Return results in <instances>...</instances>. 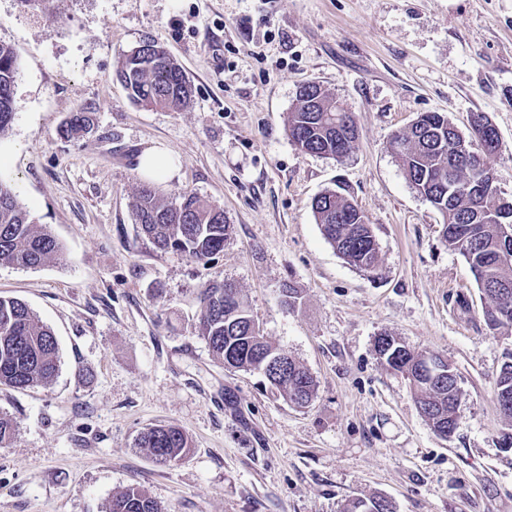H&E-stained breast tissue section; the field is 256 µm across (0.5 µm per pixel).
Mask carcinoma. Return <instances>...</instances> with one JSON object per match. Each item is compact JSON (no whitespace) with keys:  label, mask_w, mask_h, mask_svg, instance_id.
Here are the masks:
<instances>
[{"label":"carcinoma","mask_w":512,"mask_h":512,"mask_svg":"<svg viewBox=\"0 0 512 512\" xmlns=\"http://www.w3.org/2000/svg\"><path fill=\"white\" fill-rule=\"evenodd\" d=\"M144 53H128L119 69V81L129 97L143 107L177 111L192 97V86L182 66L150 40ZM18 68L13 49L0 42V136L14 116V87ZM390 145L404 173L421 195L443 202L442 236L469 264L478 288L489 300L484 310L492 331L512 326V258L502 260V225L512 223V208L503 204L495 177L483 156L497 152L500 138L491 123L478 124L469 135L460 134L439 112H424ZM95 120L94 110L72 113L60 128L67 140L82 137ZM288 136L299 149L342 159L352 150L357 136L341 140L336 128H354L356 121L321 84L301 85L296 104L287 118ZM316 224L325 239L348 263L372 272L378 264V244L372 226L353 202L335 190L312 201ZM134 221L139 232L161 252H180L204 260L224 250L232 225L224 210L194 194L181 196L179 204L166 202L147 184L138 190ZM59 252L57 240L39 227L18 200L12 187L0 180V264L37 267ZM200 336L224 367L260 373L269 386L291 404L311 402L316 383L300 363L255 331L256 322L241 290L231 282L215 281L199 292ZM59 347L51 329L38 320L23 302L0 297V384L17 389L50 384L59 370ZM385 364L413 376L410 385L419 412L432 428L441 426L448 405L460 404L454 381L441 385L418 373V354L406 345L393 347ZM496 401L512 404V370L499 375ZM136 447L160 464L182 460L191 441L179 427L155 425L143 432ZM108 512H164L137 485L112 496ZM343 512H394L388 503L379 509L372 497L348 500Z\"/></svg>","instance_id":"obj_1"}]
</instances>
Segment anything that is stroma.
I'll use <instances>...</instances> for the list:
<instances>
[{
  "mask_svg": "<svg viewBox=\"0 0 512 512\" xmlns=\"http://www.w3.org/2000/svg\"><path fill=\"white\" fill-rule=\"evenodd\" d=\"M147 37L191 82L183 110L141 108L116 77ZM0 42L19 65L0 180L61 246L35 268L0 265V296L52 330L61 360L49 386L0 385L15 426L0 447V512H108L132 484L164 512H342L372 496L395 512H512V419L495 396L512 328L488 329L442 214L389 146L422 112L464 134L484 115L502 142L484 162L512 199V0H0ZM310 81L356 116L343 159L288 137ZM87 107L92 132L61 139ZM157 145L179 158L157 184L166 201L196 194L233 226L209 261L161 252L134 224L138 160ZM338 187L373 228L374 272L315 222L313 199ZM221 279L313 375L307 407L225 368L199 336L198 292ZM286 282L301 291L291 310ZM383 332L455 368L450 438L378 359ZM159 424L191 440L177 464L135 446Z\"/></svg>",
  "mask_w": 512,
  "mask_h": 512,
  "instance_id": "35a3bbf8",
  "label": "stroma"
}]
</instances>
